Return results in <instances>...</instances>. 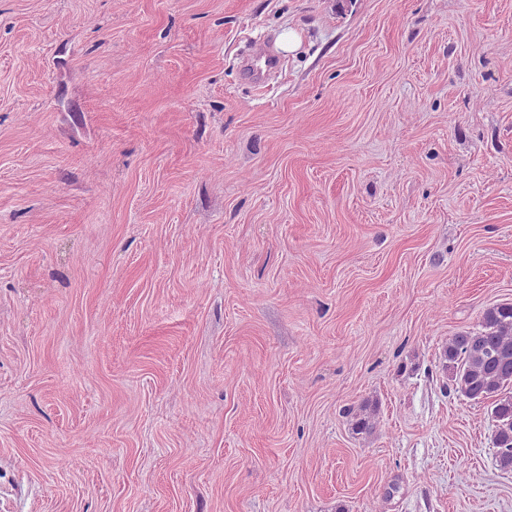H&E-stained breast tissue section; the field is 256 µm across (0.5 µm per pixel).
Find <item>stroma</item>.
<instances>
[{
    "label": "stroma",
    "instance_id": "35a3bbf8",
    "mask_svg": "<svg viewBox=\"0 0 512 512\" xmlns=\"http://www.w3.org/2000/svg\"><path fill=\"white\" fill-rule=\"evenodd\" d=\"M505 303L512 0H0V512H512ZM441 359L458 397L492 400L497 460L502 469H512V305L487 309L478 329L449 338Z\"/></svg>",
    "mask_w": 512,
    "mask_h": 512
}]
</instances>
